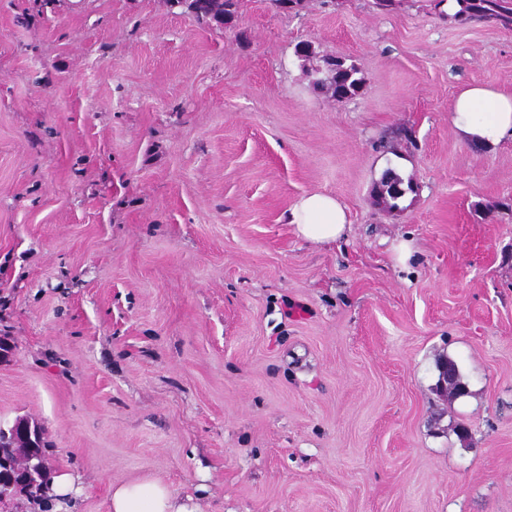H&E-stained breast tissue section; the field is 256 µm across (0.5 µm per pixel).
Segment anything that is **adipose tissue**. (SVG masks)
<instances>
[{
  "label": "adipose tissue",
  "mask_w": 512,
  "mask_h": 512,
  "mask_svg": "<svg viewBox=\"0 0 512 512\" xmlns=\"http://www.w3.org/2000/svg\"><path fill=\"white\" fill-rule=\"evenodd\" d=\"M451 122L461 141L486 148L512 143V94L469 86L456 97ZM287 219L297 237L313 243L334 242L350 230L345 206L323 192L300 196ZM109 512H195V507L162 482L143 479L113 486Z\"/></svg>",
  "instance_id": "ef3b65f1"
}]
</instances>
